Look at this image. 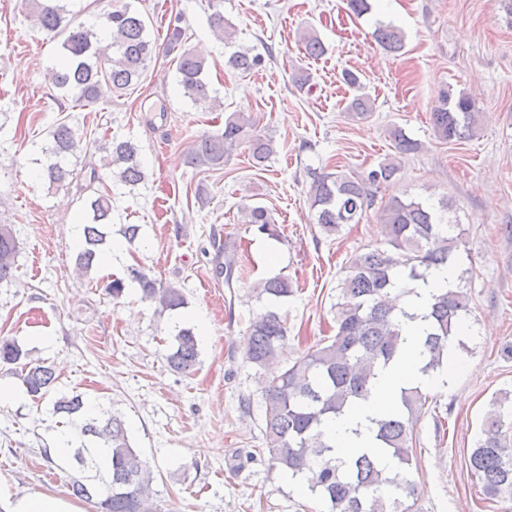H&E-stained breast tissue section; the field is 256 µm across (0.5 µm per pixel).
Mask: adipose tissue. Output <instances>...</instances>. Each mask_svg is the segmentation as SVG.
Listing matches in <instances>:
<instances>
[{
  "mask_svg": "<svg viewBox=\"0 0 512 512\" xmlns=\"http://www.w3.org/2000/svg\"><path fill=\"white\" fill-rule=\"evenodd\" d=\"M455 279L453 269L436 271L427 281H401L398 285L405 308L412 312L411 320L403 324L404 342L396 356L380 370L366 401L360 402L344 415L331 421L328 433L337 455L345 459L362 452H377L375 421L399 407L403 389L415 386L442 385L443 375L423 374L420 342L425 323L421 318L439 289L449 287ZM0 512H84L75 502L52 492H25L15 488L8 478L0 476Z\"/></svg>",
  "mask_w": 512,
  "mask_h": 512,
  "instance_id": "adipose-tissue-1",
  "label": "adipose tissue"
}]
</instances>
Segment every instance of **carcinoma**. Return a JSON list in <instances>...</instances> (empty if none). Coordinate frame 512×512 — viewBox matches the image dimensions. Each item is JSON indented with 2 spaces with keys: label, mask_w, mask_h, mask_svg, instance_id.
Masks as SVG:
<instances>
[{
  "label": "carcinoma",
  "mask_w": 512,
  "mask_h": 512,
  "mask_svg": "<svg viewBox=\"0 0 512 512\" xmlns=\"http://www.w3.org/2000/svg\"><path fill=\"white\" fill-rule=\"evenodd\" d=\"M70 0H20V8L32 25L55 38H62L60 64L49 70L50 83L65 96L77 101L97 102L138 85L156 45L150 39L142 14L127 7L115 8L102 17L97 31L70 17ZM375 41L388 53L404 48V34L392 22L376 21ZM182 30L175 26L168 33L177 85L193 103L213 100L205 78V60L181 49ZM305 55L318 58L326 49L313 31L301 37ZM232 67L250 71L261 63L257 56L233 52ZM432 121L436 137L454 142L477 135L479 108L475 99L447 89L439 94ZM354 118L364 120L372 112L368 96H354L348 106ZM249 119L233 113L224 129L200 137L188 156L195 167L220 169L224 158L247 143L256 164L274 153L273 140L260 134H247ZM389 136L405 154L415 153L419 144L395 127ZM76 148L75 134L64 122L57 124L52 142L40 147L42 178L51 184L64 182L70 171L62 160ZM103 166L116 170L121 182L135 186L144 179L138 147L130 141L109 140ZM398 168L391 160L380 162L365 174L323 172L314 175L308 192L316 223L332 235L344 224H356L363 212L374 206L382 185L396 178ZM102 177L93 168L82 185L86 193L85 221L80 225L81 243L76 266L92 269L112 242V196L101 188ZM448 198L402 200L394 197L380 208L384 241L350 259L347 273L339 284L336 303V334L326 344H318L280 370L271 369L288 337L286 321L274 310L256 317L250 324L244 345L246 361L267 371L265 387V439L273 464L297 479L313 494L330 503L331 512H410L406 501L418 495V488L406 470L416 454L414 426L423 414L427 395L416 386L402 391L400 408L376 420L375 439L397 460L388 472L379 459L367 453L351 460L334 454V445L325 432V422L367 398L378 368L387 365L397 353L402 336L400 317L389 299L399 277L425 281L441 267H458L461 239L451 234L455 225L445 221ZM247 223L269 236H277L272 216L263 206L247 208ZM17 244L11 230L0 224V282L12 276ZM224 283L232 286L235 257L224 245ZM138 286L141 298L174 312L185 305L181 289L162 285L140 268L131 265L127 277L115 278L105 287L114 299L123 296L127 283ZM260 294L274 303L293 296V283L285 276L271 277L258 286ZM469 315V297L462 289L447 288L433 296L424 320L428 322L423 341L425 363L422 372L443 370L463 317ZM173 343L166 355L167 367L177 374H189L198 363V340L193 329L174 327ZM0 362L20 364L22 384L28 395L41 399L56 381L54 370L29 358L28 352L12 338L0 336ZM503 395L491 402L482 422V437L469 456L471 473L482 485L487 500L512 502V448L502 439L505 403ZM82 395H63L53 405L52 415L68 420L71 440L79 443L76 460L95 470V475L71 484L72 496L94 507V512H152L151 493L155 475L131 445L121 417L109 408L82 418ZM106 450L110 461L107 474L97 468L94 449Z\"/></svg>",
  "instance_id": "obj_1"
}]
</instances>
